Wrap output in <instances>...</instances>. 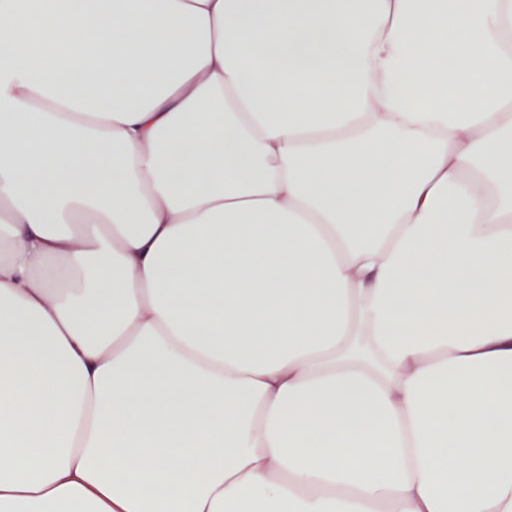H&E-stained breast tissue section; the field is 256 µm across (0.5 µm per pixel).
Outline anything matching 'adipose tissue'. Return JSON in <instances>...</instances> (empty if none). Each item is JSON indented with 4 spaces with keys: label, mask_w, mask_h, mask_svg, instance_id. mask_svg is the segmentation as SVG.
<instances>
[{
    "label": "adipose tissue",
    "mask_w": 512,
    "mask_h": 512,
    "mask_svg": "<svg viewBox=\"0 0 512 512\" xmlns=\"http://www.w3.org/2000/svg\"><path fill=\"white\" fill-rule=\"evenodd\" d=\"M0 512H512V0H0Z\"/></svg>",
    "instance_id": "obj_1"
}]
</instances>
